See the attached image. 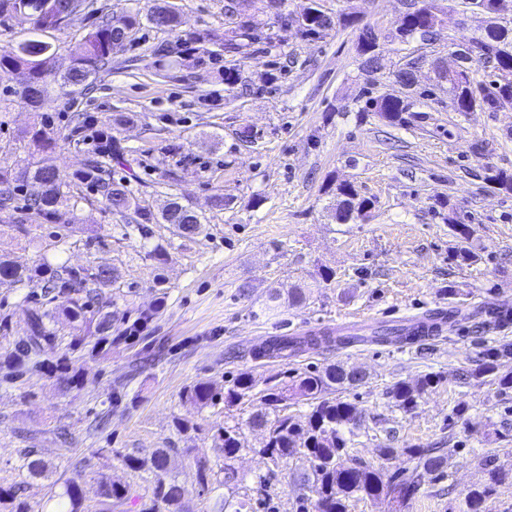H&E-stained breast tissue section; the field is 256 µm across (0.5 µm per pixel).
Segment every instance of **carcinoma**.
I'll return each mask as SVG.
<instances>
[{
  "instance_id": "carcinoma-1",
  "label": "carcinoma",
  "mask_w": 512,
  "mask_h": 512,
  "mask_svg": "<svg viewBox=\"0 0 512 512\" xmlns=\"http://www.w3.org/2000/svg\"><path fill=\"white\" fill-rule=\"evenodd\" d=\"M429 2L438 7L437 0H409L402 25L404 29L398 44H406L417 38L428 40L436 32L434 22L422 15L420 4ZM76 0H0V18L9 17L17 8H24L30 16L32 31L47 32L59 29L61 18L67 16ZM463 7L477 9L487 14H498L507 9V0H461ZM128 30L146 23L153 28L176 32L180 25V15L169 0H157L146 14L140 10H130L125 17ZM302 33L311 39H321L332 30L334 18L320 5L309 8L295 19ZM121 33L114 29L112 16L98 17L93 29L77 45L73 63L67 72L57 76L48 69L47 63L54 56L56 48L49 42L28 38L16 46L0 52V79L5 74L23 70L27 83L10 90V94L21 101H30V89L39 93V103L54 100L55 90L70 94H84L93 88L99 72L112 68V54L118 50ZM379 34L371 28H364L358 37V50L364 63L373 67L379 63V55L371 52L377 45ZM262 40L256 21L251 16L239 17L232 30V37L224 42V50L233 53H246L248 47ZM488 65L492 69L487 82L477 81L473 64ZM417 61L410 60L394 75L395 82L404 89L413 86L414 69ZM448 85V106L455 112H498L512 107V25L494 23L485 28V33L474 39L460 56L459 70L444 80ZM363 112H376L392 124L407 125L410 112L408 96L404 93L385 94L367 97ZM99 145L98 157L87 161L79 174V179L102 196L106 208L125 215L134 211L139 218L135 229L140 231L146 224H170L175 233L183 238L200 234L205 217L192 208L173 199L158 214L141 206L131 192L122 184L103 177V167L99 158L109 157L119 160L122 149L112 143V136L103 127L97 129ZM30 156L37 154V161L27 158L13 164L0 163V224L12 230L30 233V225L38 220L57 223L62 220L61 207L70 202L69 182L49 162L46 154L52 144L45 141L39 130L28 131ZM30 183L42 186L41 194L30 198L22 207L13 205L14 196ZM336 195L342 197L343 205L335 218L340 224L365 222L371 217L372 202L359 195L350 182H340L335 187ZM7 279L16 286H26L31 281L30 269L0 256V280ZM117 269L98 266L91 269L64 268V273L55 274L47 287L52 297L29 311L24 329V337L17 342L10 339L8 325L0 326V347L4 349L6 379L15 380L29 371L28 365L40 354L44 345L57 339V325L65 321L77 332L73 342L79 344L84 337L79 335L85 328L94 327L99 335L96 346L99 351L112 348V312L102 301L103 290L113 288L119 282ZM434 331L412 329L406 326L381 327L367 340L376 344L423 345ZM348 342L345 336H335L330 331L311 333L307 336H273L252 350L255 358H288L306 348H319L323 345L343 346ZM348 371L341 364H330L322 369L304 370L290 377V380L273 384L264 390L254 392L252 377L241 373L230 384L219 390L209 381H197L184 392L185 402L202 409L220 402L231 408L250 403L251 411L245 425L236 422L218 429V437L224 447L223 480L224 487L235 488L245 478L231 464L245 447L243 428L259 429L267 435V442L254 452L267 467H277L280 462L296 454L304 455L310 466L295 474L294 483L304 491L305 499H314L316 512H348L352 500H381L396 488L402 499H407L413 491L412 485L398 481V474L392 472L386 463L400 458L413 464V470L426 473L440 472L447 464V458L436 454L434 448L406 446L395 448L385 444L379 448V458L383 463L356 461L350 466L339 462L347 451L348 438L358 429L360 414L349 402L334 397L336 391L353 387L347 381ZM440 382V377L428 373L413 382L400 381L387 392L394 406L404 412L417 408L419 399L429 389ZM301 399L308 406L305 423L296 421L285 413L288 401ZM100 455L119 459L124 468L139 473L147 483V500L142 512H186L184 510V489L170 473L168 467L169 450L156 448L145 454H123L110 448L100 449ZM487 484L469 490L458 502V512H486V502L495 486L505 482L508 475L491 466L484 460ZM19 470L30 479H49L53 467L34 448H27L20 457ZM92 479L98 485L100 512H117L131 493L129 484L111 478L104 473L92 471ZM83 493L79 484L64 483L56 495L53 512H85ZM0 506L8 512H33L29 504L20 499L16 490L0 489Z\"/></svg>"
}]
</instances>
